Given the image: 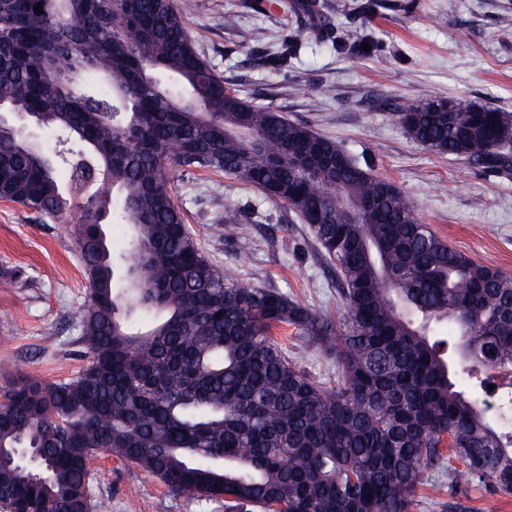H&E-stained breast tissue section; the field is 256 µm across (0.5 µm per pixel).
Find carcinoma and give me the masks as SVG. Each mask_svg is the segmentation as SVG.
<instances>
[{
	"label": "carcinoma",
	"instance_id": "carcinoma-1",
	"mask_svg": "<svg viewBox=\"0 0 512 512\" xmlns=\"http://www.w3.org/2000/svg\"><path fill=\"white\" fill-rule=\"evenodd\" d=\"M112 2L0 0V108L37 116L64 152L78 143L107 182L74 230L89 360L68 380L20 375L0 390V507L90 512L94 449L173 492L278 512H409L447 457L463 466L454 482L512 494V397L495 418L481 398L491 371H512V275L438 236L336 141L228 89L175 0H126L117 13ZM267 6L327 28L316 0ZM394 109L415 142L512 169L506 113L442 98ZM316 149L345 158L339 176L294 164ZM52 161L0 132V200L67 221L79 175L60 180ZM176 168L231 175L309 226L342 287L338 335L210 261L173 199ZM109 222L129 227L125 248L108 243ZM283 325L336 349V387L288 357Z\"/></svg>",
	"mask_w": 512,
	"mask_h": 512
}]
</instances>
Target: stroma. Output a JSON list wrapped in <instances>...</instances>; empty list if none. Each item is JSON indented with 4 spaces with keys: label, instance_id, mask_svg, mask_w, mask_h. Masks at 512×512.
Masks as SVG:
<instances>
[{
    "label": "stroma",
    "instance_id": "1",
    "mask_svg": "<svg viewBox=\"0 0 512 512\" xmlns=\"http://www.w3.org/2000/svg\"><path fill=\"white\" fill-rule=\"evenodd\" d=\"M340 44L305 15L258 11L255 0H177L199 51L240 97L269 105L340 144L353 158L411 197L423 223L466 256L512 274V171L442 155L413 141L393 111L397 102L445 98L512 116V0H317ZM263 29L255 43L251 34ZM371 38L373 56L357 54ZM299 48L277 69L264 56L285 40ZM172 193L204 253L246 283L275 288L340 325L345 300L336 274L306 224L289 209L227 174L175 169ZM261 223L225 234L226 207ZM250 263H240L241 254ZM88 281L69 224H42L0 201V385L18 374L45 382L75 375L87 361L78 341ZM276 335L289 355L324 386L336 381V355L309 345L290 326ZM449 470L429 471L410 512H512V495L471 480L450 491ZM92 499L111 512H226L223 502L175 494L157 478L102 456L90 479Z\"/></svg>",
    "mask_w": 512,
    "mask_h": 512
}]
</instances>
